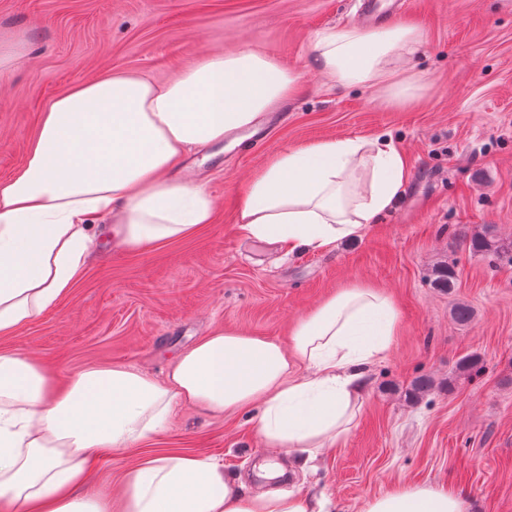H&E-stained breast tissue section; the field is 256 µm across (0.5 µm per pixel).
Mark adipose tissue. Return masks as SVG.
Masks as SVG:
<instances>
[{"mask_svg": "<svg viewBox=\"0 0 512 512\" xmlns=\"http://www.w3.org/2000/svg\"><path fill=\"white\" fill-rule=\"evenodd\" d=\"M311 65L333 84L372 88L389 106L413 101L423 81L409 60L424 43L404 22L335 25L318 33ZM300 77L265 55L214 52L175 81L135 73L82 83L44 110L25 166L0 182V337L56 305L82 278L97 241L94 217L113 220L117 246L160 247L212 223L202 184L172 177L192 148L254 127L297 91ZM409 171L390 137L326 139L276 153L238 191L237 229L294 249L359 238L388 211ZM399 326L391 297L339 290L300 318L289 346L214 328L180 355L160 384L116 366L58 375L0 349V512H324V501L285 490L244 492L211 459L143 455L119 496L96 489L95 459L163 432L174 404L216 412L261 403L262 442L315 456L348 429L367 367ZM364 512H468L448 487L396 488Z\"/></svg>", "mask_w": 512, "mask_h": 512, "instance_id": "ef3b65f1", "label": "adipose tissue"}]
</instances>
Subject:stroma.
Returning <instances> with one entry per match:
<instances>
[{
    "label": "stroma",
    "mask_w": 512,
    "mask_h": 512,
    "mask_svg": "<svg viewBox=\"0 0 512 512\" xmlns=\"http://www.w3.org/2000/svg\"><path fill=\"white\" fill-rule=\"evenodd\" d=\"M360 0H0V41L21 43L0 73V181L26 163L48 104L118 71L160 84L203 56L247 47L300 76L295 96L260 137L233 149L193 150L194 172L215 201L214 221L191 238L130 252L104 243L83 278L0 348L60 373L133 367L165 381L180 354L215 327L289 345L295 321L359 283L390 295L400 326L368 372L350 433L314 459L272 454L252 424L256 407L214 414L179 403L160 435L101 459L93 482L115 489L138 456L213 458L247 492L268 490L256 465L278 457L287 490L325 497L328 512H363L396 487L437 483L469 512H512V257L475 254L471 233L490 224L512 241V0H376L373 21H403L426 36L413 56L427 94L400 108L372 90L325 83L311 67L313 37L358 23ZM391 135L409 178L395 206L361 237L327 250H289L236 231L237 189L283 148ZM454 264L457 286L432 287ZM474 317L462 324L457 304ZM479 363L461 371L462 359ZM422 377L428 391L410 396Z\"/></svg>",
    "instance_id": "obj_1"
}]
</instances>
